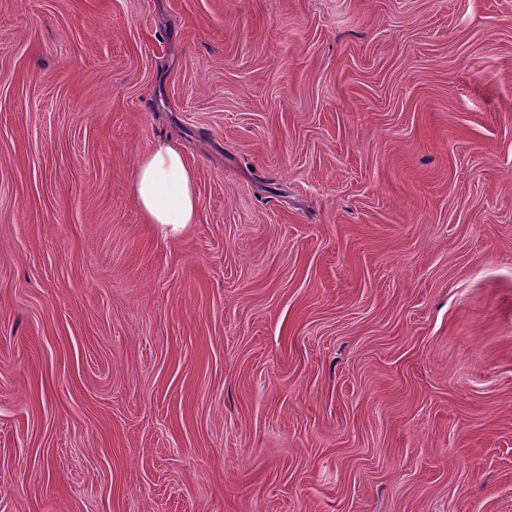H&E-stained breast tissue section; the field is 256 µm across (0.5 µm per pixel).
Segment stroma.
I'll list each match as a JSON object with an SVG mask.
<instances>
[{"label":"stroma","mask_w":512,"mask_h":512,"mask_svg":"<svg viewBox=\"0 0 512 512\" xmlns=\"http://www.w3.org/2000/svg\"><path fill=\"white\" fill-rule=\"evenodd\" d=\"M0 512H512V0H0ZM132 196L146 224H152L162 240L177 239L196 224V172L177 142L159 141L140 156L133 174Z\"/></svg>","instance_id":"stroma-1"}]
</instances>
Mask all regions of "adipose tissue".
<instances>
[{
	"instance_id": "ef3b65f1",
	"label": "adipose tissue",
	"mask_w": 512,
	"mask_h": 512,
	"mask_svg": "<svg viewBox=\"0 0 512 512\" xmlns=\"http://www.w3.org/2000/svg\"><path fill=\"white\" fill-rule=\"evenodd\" d=\"M132 196L160 239H177L196 222V172L177 142H157L140 156L133 174Z\"/></svg>"
}]
</instances>
